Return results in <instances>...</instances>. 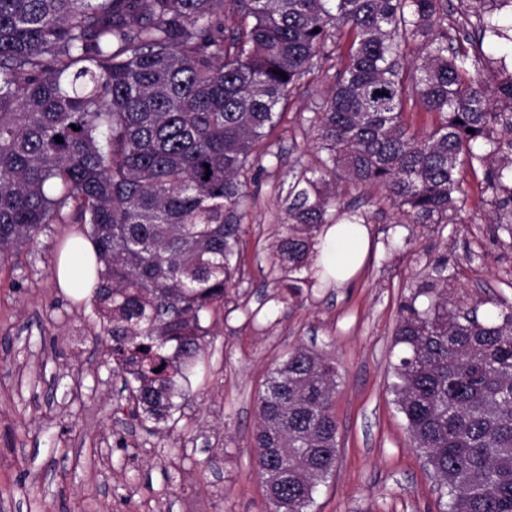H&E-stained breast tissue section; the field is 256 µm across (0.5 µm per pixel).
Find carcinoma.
Here are the masks:
<instances>
[{"instance_id": "obj_1", "label": "carcinoma", "mask_w": 512, "mask_h": 512, "mask_svg": "<svg viewBox=\"0 0 512 512\" xmlns=\"http://www.w3.org/2000/svg\"><path fill=\"white\" fill-rule=\"evenodd\" d=\"M477 2L0 0V254L45 224L86 225L97 336L133 418L168 419L192 391L204 323L243 280L253 146L339 32L335 87L310 118L325 156L291 185L273 287L316 282L322 225L367 223L324 192L328 176L381 188L400 225L446 224L462 212L466 156L512 238V79L480 77L484 39L503 29ZM413 95L437 119L421 135L403 120ZM427 268L394 331L395 402L447 512H512V311L492 323L461 314L446 262ZM336 377L300 346L255 399L272 512H308L336 468Z\"/></svg>"}]
</instances>
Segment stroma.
I'll return each mask as SVG.
<instances>
[{"instance_id":"stroma-1","label":"stroma","mask_w":512,"mask_h":512,"mask_svg":"<svg viewBox=\"0 0 512 512\" xmlns=\"http://www.w3.org/2000/svg\"><path fill=\"white\" fill-rule=\"evenodd\" d=\"M335 45L287 96L269 140L275 156L250 186L244 277L208 321L193 390L172 420L145 426L118 399L120 371L82 291L55 274L77 224H49L33 244L0 260V512H270L253 472L254 401L286 351L305 346L336 366V472L310 512H444L442 495L415 448L390 389L400 305L426 263L446 260L448 298L479 318L512 307V238L491 218L482 168L462 164L458 224L396 225L380 190L346 200L370 217L371 251L343 286L303 287L277 301L264 272L286 222L288 186L315 167L307 122L333 88Z\"/></svg>"}]
</instances>
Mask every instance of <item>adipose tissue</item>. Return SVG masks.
<instances>
[{
    "instance_id": "obj_1",
    "label": "adipose tissue",
    "mask_w": 512,
    "mask_h": 512,
    "mask_svg": "<svg viewBox=\"0 0 512 512\" xmlns=\"http://www.w3.org/2000/svg\"><path fill=\"white\" fill-rule=\"evenodd\" d=\"M370 246V232L365 225L333 224L319 237L317 261L330 267L336 283L343 284L361 267Z\"/></svg>"
}]
</instances>
